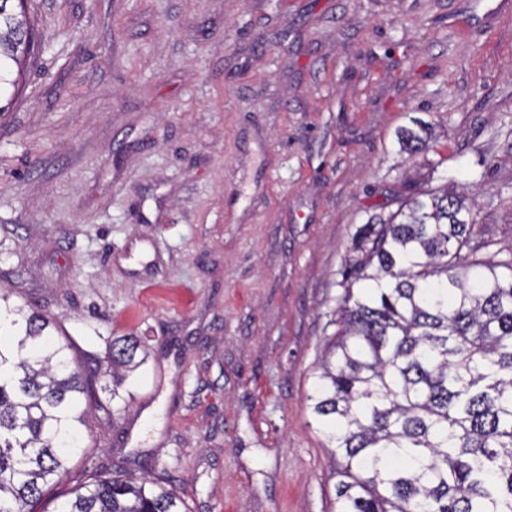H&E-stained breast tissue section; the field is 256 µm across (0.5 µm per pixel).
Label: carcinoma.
I'll return each instance as SVG.
<instances>
[{
  "label": "carcinoma",
  "instance_id": "obj_1",
  "mask_svg": "<svg viewBox=\"0 0 512 512\" xmlns=\"http://www.w3.org/2000/svg\"><path fill=\"white\" fill-rule=\"evenodd\" d=\"M22 4L0 0V89L18 85L31 49ZM398 141L411 157L437 151L421 122ZM468 200L456 183H407L345 259L310 396L339 512H512V249L473 236ZM0 322L20 332L0 347V512H39L82 449L80 396L113 412L144 346L114 336L107 362L80 360L2 294ZM70 494L58 512H189L149 476L92 474Z\"/></svg>",
  "mask_w": 512,
  "mask_h": 512
}]
</instances>
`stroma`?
Segmentation results:
<instances>
[{"label":"stroma","mask_w":512,"mask_h":512,"mask_svg":"<svg viewBox=\"0 0 512 512\" xmlns=\"http://www.w3.org/2000/svg\"><path fill=\"white\" fill-rule=\"evenodd\" d=\"M502 0H26L0 95V290L133 399L89 413L84 471H150L190 512H337L308 400L340 271L403 178L473 193L512 247ZM428 123L440 153L398 130ZM416 128H401L398 131V141L403 150L410 156L416 157L437 151L436 143L432 141L429 128L422 122H415Z\"/></svg>","instance_id":"35a3bbf8"}]
</instances>
